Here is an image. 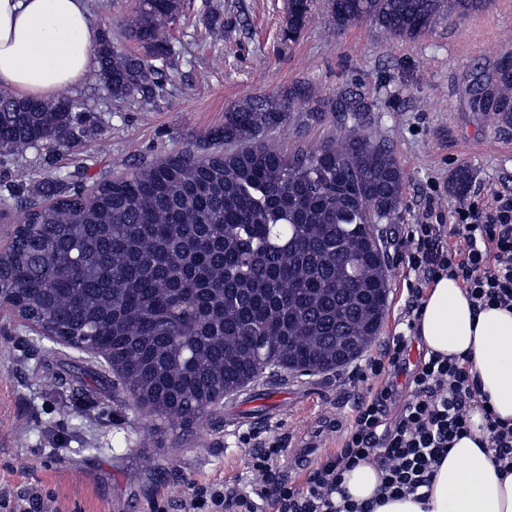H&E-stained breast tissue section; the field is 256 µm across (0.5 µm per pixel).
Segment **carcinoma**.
<instances>
[{
  "label": "carcinoma",
  "instance_id": "obj_1",
  "mask_svg": "<svg viewBox=\"0 0 512 512\" xmlns=\"http://www.w3.org/2000/svg\"><path fill=\"white\" fill-rule=\"evenodd\" d=\"M311 0H288V37ZM336 29L370 21L387 34L428 31L445 0H331ZM181 0H136L121 37L104 36L94 78L114 102L155 99L179 55L164 36ZM310 91L249 96L210 133L224 152L158 160L86 189L56 178L39 196L0 176V209H25L19 246L0 259V286L44 330L96 337L106 364L86 369L112 393H145L158 415L194 420L216 389L233 391L269 356L271 373L323 372L362 353L378 335L388 300L383 231L399 208L404 173L393 151L363 131L369 106L340 95L336 135L315 149L283 151L270 133ZM494 111L512 115V64L503 65ZM94 126L69 98L25 100L0 89V167L31 150L83 144ZM471 172L450 182L465 193Z\"/></svg>",
  "mask_w": 512,
  "mask_h": 512
}]
</instances>
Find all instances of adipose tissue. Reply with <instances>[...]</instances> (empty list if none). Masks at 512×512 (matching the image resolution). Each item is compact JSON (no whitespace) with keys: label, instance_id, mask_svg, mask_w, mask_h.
I'll list each match as a JSON object with an SVG mask.
<instances>
[{"label":"adipose tissue","instance_id":"obj_1","mask_svg":"<svg viewBox=\"0 0 512 512\" xmlns=\"http://www.w3.org/2000/svg\"><path fill=\"white\" fill-rule=\"evenodd\" d=\"M99 39L87 0H0V87L48 99L84 80ZM424 346L464 357L481 397L512 421V311L474 310L448 277L428 288L416 320ZM473 436L456 440L428 490L427 504L406 497L374 512H512V473L487 451L480 414Z\"/></svg>","mask_w":512,"mask_h":512}]
</instances>
